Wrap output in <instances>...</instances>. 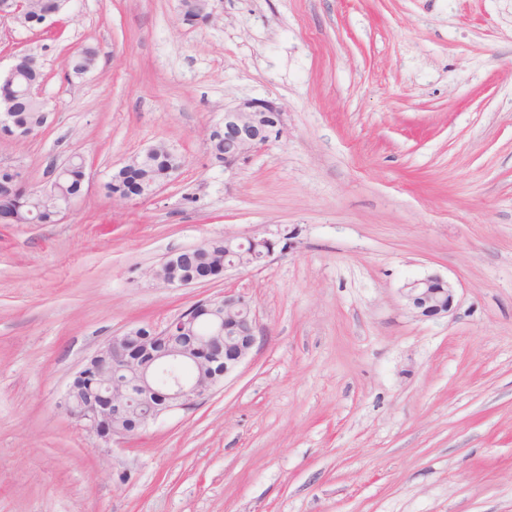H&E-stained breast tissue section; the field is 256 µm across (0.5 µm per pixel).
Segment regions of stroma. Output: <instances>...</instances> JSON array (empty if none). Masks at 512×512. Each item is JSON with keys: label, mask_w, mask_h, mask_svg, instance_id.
<instances>
[{"label": "stroma", "mask_w": 512, "mask_h": 512, "mask_svg": "<svg viewBox=\"0 0 512 512\" xmlns=\"http://www.w3.org/2000/svg\"><path fill=\"white\" fill-rule=\"evenodd\" d=\"M69 0L50 32L0 21V76L34 54L45 127L0 143L31 187L70 154L88 189L54 224L0 223V512H512V0ZM91 45L92 72L67 73ZM286 132L232 168L225 109ZM183 166L107 195L130 157ZM288 237L267 266L170 288L169 255ZM428 275L448 316L402 296ZM226 292L258 339L187 412L105 448L62 405L112 336ZM402 291L416 317H443L450 312L453 305V288L438 275L407 282Z\"/></svg>", "instance_id": "stroma-1"}]
</instances>
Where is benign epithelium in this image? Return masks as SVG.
I'll list each match as a JSON object with an SVG mask.
<instances>
[{
	"mask_svg": "<svg viewBox=\"0 0 512 512\" xmlns=\"http://www.w3.org/2000/svg\"><path fill=\"white\" fill-rule=\"evenodd\" d=\"M29 0H0V18L28 23ZM282 109L272 101L244 99L224 111V125L211 134L224 135V167L235 165L251 151L285 132ZM38 133L0 116V141L19 140ZM72 158L54 167L52 194L71 167ZM236 247L224 258V268H236L251 259L268 261L275 243L269 239L226 236ZM187 250L168 256L155 279L171 288L202 281L185 275L180 267L191 259ZM403 295L415 316L443 317L453 305V288L438 275L406 283ZM258 326L251 301L242 294L224 293L198 302L158 328L136 325L108 340L79 370L68 385L65 405L82 428L105 444L140 431L162 416L189 410L206 399L237 371L257 340Z\"/></svg>",
	"mask_w": 512,
	"mask_h": 512,
	"instance_id": "1",
	"label": "benign epithelium"
}]
</instances>
